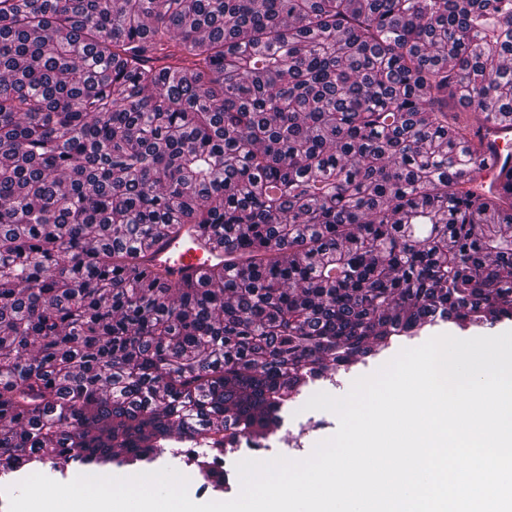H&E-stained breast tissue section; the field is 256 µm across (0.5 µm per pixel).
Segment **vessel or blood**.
Masks as SVG:
<instances>
[{
  "label": "vessel or blood",
  "instance_id": "vessel-or-blood-1",
  "mask_svg": "<svg viewBox=\"0 0 512 512\" xmlns=\"http://www.w3.org/2000/svg\"><path fill=\"white\" fill-rule=\"evenodd\" d=\"M153 265L165 269L176 281L190 268L223 259V250L214 248L208 233L195 224L184 225L179 237L153 244L148 250Z\"/></svg>",
  "mask_w": 512,
  "mask_h": 512
}]
</instances>
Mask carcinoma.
Wrapping results in <instances>:
<instances>
[{
  "label": "carcinoma",
  "mask_w": 512,
  "mask_h": 512,
  "mask_svg": "<svg viewBox=\"0 0 512 512\" xmlns=\"http://www.w3.org/2000/svg\"><path fill=\"white\" fill-rule=\"evenodd\" d=\"M476 125L512 126V0H0V463L176 430L221 483L310 382L512 317ZM184 224L230 258L173 283Z\"/></svg>",
  "instance_id": "carcinoma-1"
}]
</instances>
